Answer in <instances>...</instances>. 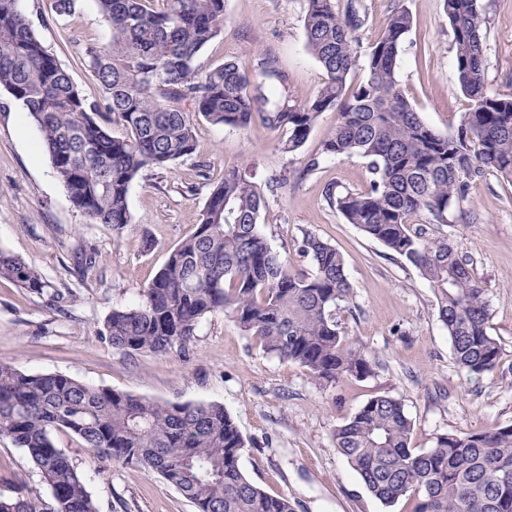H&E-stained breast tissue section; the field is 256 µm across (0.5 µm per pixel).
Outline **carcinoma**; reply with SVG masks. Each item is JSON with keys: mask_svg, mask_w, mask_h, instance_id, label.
Segmentation results:
<instances>
[{"mask_svg": "<svg viewBox=\"0 0 512 512\" xmlns=\"http://www.w3.org/2000/svg\"><path fill=\"white\" fill-rule=\"evenodd\" d=\"M110 30L87 45L86 66L99 97L83 95L43 44L19 0H0V88L22 104L39 147L70 201L92 224L130 223L128 194L147 169L197 151L201 122L245 129L259 118L287 132L282 151H301L321 113L336 112L326 156L359 155L371 179L361 191L331 197L349 224L413 265L433 288L454 359L470 374L493 371L501 347L488 332L489 301L470 260L447 240L426 241L411 217L446 224L461 211L470 183L488 172L512 182V95L486 78V15L479 0H445L467 112L453 132L427 125L397 79L405 9L393 12L365 56H358L356 7L305 0L309 53L325 72L315 96L293 103L274 89L286 82L276 57L254 55L251 74L226 61L198 59L224 36L225 0H93ZM363 77L353 81L357 71ZM265 197L250 166L224 168L211 184L195 231L171 249L139 302L106 317L104 334L129 354L185 351L199 321L220 311L260 350L305 368L323 387L374 374L367 352L342 334L337 309L352 298L344 256L306 231L297 248L312 271L272 252L258 231ZM0 278L34 293L51 287L23 259L0 250ZM414 424L402 402L370 398L336 428V449L384 507L413 499L412 512H512V425L440 434L413 448ZM65 433L100 458L159 475L196 512H295L247 477L246 440L219 403L171 404L59 373H29L0 362V437L23 448L53 504L0 495V512H98L82 473L55 441Z\"/></svg>", "mask_w": 512, "mask_h": 512, "instance_id": "carcinoma-1", "label": "carcinoma"}]
</instances>
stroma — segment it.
Returning <instances> with one entry per match:
<instances>
[{
	"label": "stroma",
	"instance_id": "35a3bbf8",
	"mask_svg": "<svg viewBox=\"0 0 512 512\" xmlns=\"http://www.w3.org/2000/svg\"><path fill=\"white\" fill-rule=\"evenodd\" d=\"M356 4L362 24L355 36L363 51L394 10L409 11L413 24L401 44L399 84L429 126L456 128L468 101L444 0ZM481 4L488 18V84L512 95V0ZM21 7L83 94L98 98L82 50L106 43L110 32L93 0H78L61 20L51 0H21ZM259 47L277 58L292 101L305 102L323 84L325 73L306 48L303 0H226L224 35L199 62L206 69L233 60L248 71ZM20 110L0 90V249L35 267L52 287L37 294L0 279V361L162 402L223 404L247 441L244 473L267 493L288 497L296 512H389L333 444L336 427L372 396L387 393L402 402L416 448L433 447L440 434L512 424V182L495 174L472 182L464 214L452 223L432 224L423 214L411 219L426 239L448 238L469 255L486 290L488 331L501 354L493 372L469 374L455 363L428 282L346 223L330 202V195L363 190L370 179L360 156L321 157L335 113L321 114L295 155L281 151L283 132L261 121L244 129L201 123L196 157L146 170L133 183L131 222L118 233L89 223L73 206L48 157L32 153L40 134L32 122H21ZM316 155L319 167L305 172ZM246 162L264 190L258 229L273 252L308 268L297 247L310 231L343 254L354 296L341 304L338 320L343 334L375 361L374 376L319 386L305 368L264 354L220 312L201 320L183 353L129 354L104 335L112 308L136 305L168 250L194 231L211 182L225 167ZM57 443L76 462L100 512H195L160 476L99 458L65 434ZM18 493L51 499L27 453L0 438V494Z\"/></svg>",
	"mask_w": 512,
	"mask_h": 512
}]
</instances>
